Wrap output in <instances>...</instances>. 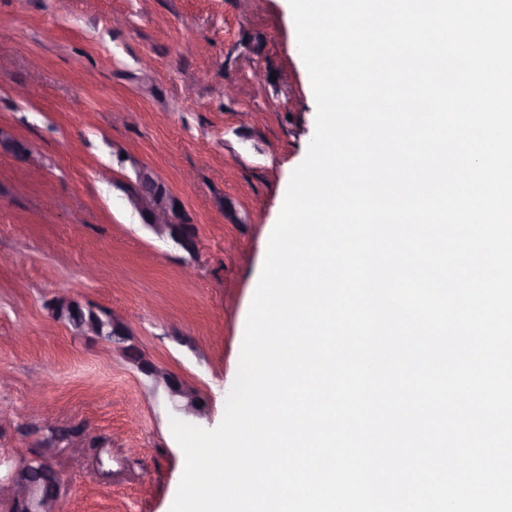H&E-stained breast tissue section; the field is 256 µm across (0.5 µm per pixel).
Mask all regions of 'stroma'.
<instances>
[{
    "label": "stroma",
    "mask_w": 512,
    "mask_h": 512,
    "mask_svg": "<svg viewBox=\"0 0 512 512\" xmlns=\"http://www.w3.org/2000/svg\"><path fill=\"white\" fill-rule=\"evenodd\" d=\"M316 104L288 0H0V457L49 451L61 512H168L185 465L175 411L105 341L47 303L123 313L138 347L222 422L246 319ZM151 167L197 226L188 255L125 199ZM76 299L69 296H57L50 304V310L53 318L57 321L68 323L76 330V335L85 337H98L100 328L96 321L86 320L84 322H74L70 319V314L75 308H84Z\"/></svg>",
    "instance_id": "obj_1"
}]
</instances>
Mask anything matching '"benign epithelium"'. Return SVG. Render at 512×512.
I'll use <instances>...</instances> for the list:
<instances>
[{"label": "benign epithelium", "mask_w": 512, "mask_h": 512, "mask_svg": "<svg viewBox=\"0 0 512 512\" xmlns=\"http://www.w3.org/2000/svg\"><path fill=\"white\" fill-rule=\"evenodd\" d=\"M19 139L8 129L0 126V153L25 160L31 153V146H18ZM135 169V181L127 189L130 204L138 211L143 223L158 236L171 241L190 255L198 251L196 231H186L185 207H176L180 199L159 180L149 168L132 161ZM82 304L69 296H58L50 304L53 318L68 323L76 330V335L85 337L100 336L96 321L74 322L70 319L73 309ZM108 319L112 323V334L125 337L128 348L138 352L135 362L137 369L149 377L155 384L166 387L176 411L186 415L201 417L205 406L202 397L189 386L177 373L153 362L143 351L132 343L133 336L124 324V319L115 310H108ZM66 492L60 472L38 454L22 458L12 464L5 474H0V497L11 501L10 512H56L57 505Z\"/></svg>", "instance_id": "7a95c632"}]
</instances>
